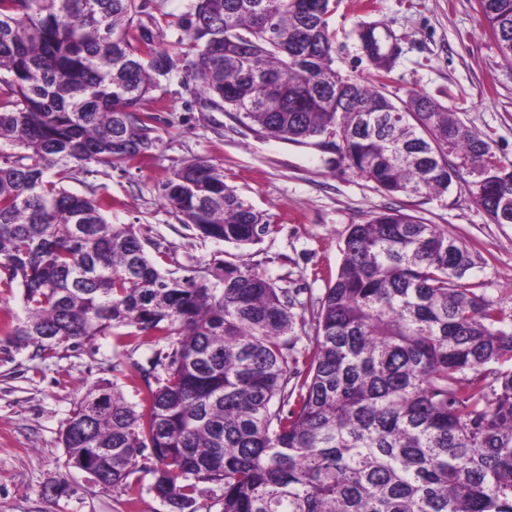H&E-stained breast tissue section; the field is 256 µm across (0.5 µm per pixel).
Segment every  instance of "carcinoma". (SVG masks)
<instances>
[{"label":"carcinoma","mask_w":512,"mask_h":512,"mask_svg":"<svg viewBox=\"0 0 512 512\" xmlns=\"http://www.w3.org/2000/svg\"><path fill=\"white\" fill-rule=\"evenodd\" d=\"M479 5L512 59V0ZM335 7L196 0L188 72L213 109L271 139L336 137L387 194L482 182L481 208L512 216V164L456 113L336 70ZM141 13L139 0H0V282L25 310L8 340L51 353L123 326L155 348L138 401L102 380L76 403L64 465L174 512H512V310L485 298L448 231L399 210L350 225L302 338L298 292L231 261L212 281L163 273L103 197L64 187L74 164L129 166L157 147L141 105L175 61ZM374 33L360 39L381 63ZM162 198L238 248L276 232L203 160L174 169Z\"/></svg>","instance_id":"obj_1"}]
</instances>
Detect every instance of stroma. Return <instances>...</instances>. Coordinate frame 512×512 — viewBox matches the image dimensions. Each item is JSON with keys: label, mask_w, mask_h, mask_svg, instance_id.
Segmentation results:
<instances>
[{"label": "stroma", "mask_w": 512, "mask_h": 512, "mask_svg": "<svg viewBox=\"0 0 512 512\" xmlns=\"http://www.w3.org/2000/svg\"><path fill=\"white\" fill-rule=\"evenodd\" d=\"M143 20L153 21L159 42L177 64L163 81L161 101L146 100L153 113L158 147L132 166L74 168L65 186L77 194L107 196L108 217L140 226L157 244L163 270L209 276L224 259L237 257L296 289L313 319L336 271L352 224L370 215L402 209L440 225L472 253L473 275L487 299L512 307V224L493 223L466 188L453 185L430 198L391 196L346 165L328 168L323 150L275 141L230 113L206 107L196 81L187 77L182 56L187 19L195 0H141ZM340 0L329 18L334 66L342 75L381 83L394 103L423 94L440 101L469 127L492 141L503 163H512V61L480 22L478 0ZM376 26L396 47L388 75H381L363 48L360 31ZM202 159L224 168L229 183L255 209L267 213L275 233L243 249L202 237L165 205L162 184L174 167ZM9 324L0 321V512H171L154 494L134 500L94 486L87 473L65 468L62 433L87 388L110 380L128 400L145 392L140 372L152 355L137 347L127 328L60 348L51 358L35 347L9 346ZM63 484L65 493L47 489Z\"/></svg>", "instance_id": "obj_1"}]
</instances>
